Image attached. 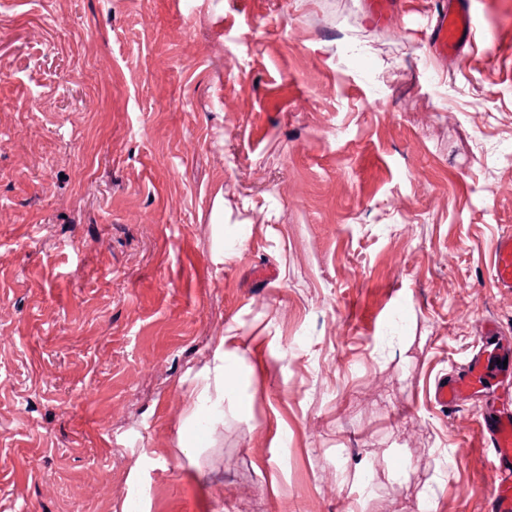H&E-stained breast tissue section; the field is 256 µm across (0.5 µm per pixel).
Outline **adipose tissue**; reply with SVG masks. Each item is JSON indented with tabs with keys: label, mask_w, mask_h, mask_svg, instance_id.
Segmentation results:
<instances>
[{
	"label": "adipose tissue",
	"mask_w": 512,
	"mask_h": 512,
	"mask_svg": "<svg viewBox=\"0 0 512 512\" xmlns=\"http://www.w3.org/2000/svg\"><path fill=\"white\" fill-rule=\"evenodd\" d=\"M237 355L235 339L219 336L210 361L203 368L198 384L189 390L184 400L188 422L214 420L223 413L225 399L234 397L238 390Z\"/></svg>",
	"instance_id": "obj_1"
}]
</instances>
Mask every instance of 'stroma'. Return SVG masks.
I'll return each instance as SVG.
<instances>
[{
  "instance_id": "stroma-1",
  "label": "stroma",
  "mask_w": 512,
  "mask_h": 512,
  "mask_svg": "<svg viewBox=\"0 0 512 512\" xmlns=\"http://www.w3.org/2000/svg\"><path fill=\"white\" fill-rule=\"evenodd\" d=\"M433 2L0 0V512H483L429 389L512 332V0L456 61ZM211 223L217 224L218 236L215 245L211 251V258L214 264L223 266L224 264L234 262L238 256L243 243L248 240L246 235L240 236L239 248L224 247V193L217 191L214 194L211 204ZM490 274L496 288L512 291V232L497 240L490 260ZM235 336H218L211 360L203 368L198 384L187 392L184 400L186 421L198 425L224 414V398H232L238 390Z\"/></svg>"
}]
</instances>
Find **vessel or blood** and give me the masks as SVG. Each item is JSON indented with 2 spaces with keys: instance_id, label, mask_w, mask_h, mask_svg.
Wrapping results in <instances>:
<instances>
[{
  "instance_id": "b4317fda",
  "label": "vessel or blood",
  "mask_w": 512,
  "mask_h": 512,
  "mask_svg": "<svg viewBox=\"0 0 512 512\" xmlns=\"http://www.w3.org/2000/svg\"><path fill=\"white\" fill-rule=\"evenodd\" d=\"M475 28L470 0H440L432 34L435 55H459ZM490 274L495 287L512 291L511 231L503 233L495 244ZM497 358L480 350L463 369L440 375L432 391L435 404L451 411L461 410L483 398L491 383L512 379V363L504 366L498 364ZM476 425L480 446L494 472L484 495V512H512V408L485 405L476 417Z\"/></svg>"
}]
</instances>
